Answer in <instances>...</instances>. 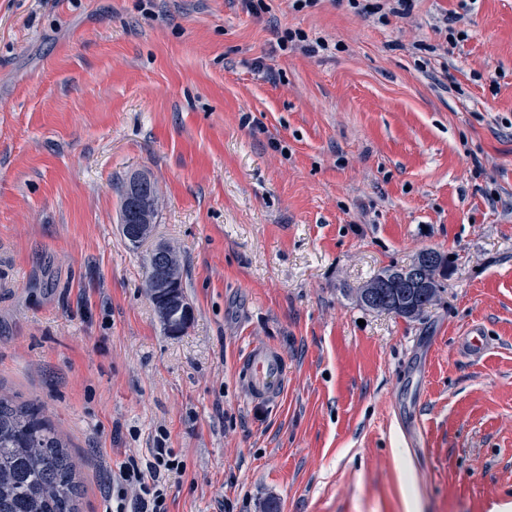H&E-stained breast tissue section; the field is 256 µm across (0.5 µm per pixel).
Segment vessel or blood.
Segmentation results:
<instances>
[{"label": "vessel or blood", "instance_id": "b4317fda", "mask_svg": "<svg viewBox=\"0 0 512 512\" xmlns=\"http://www.w3.org/2000/svg\"><path fill=\"white\" fill-rule=\"evenodd\" d=\"M237 372L242 387L253 402L276 403L285 390V359L273 346L251 344L240 358Z\"/></svg>", "mask_w": 512, "mask_h": 512}]
</instances>
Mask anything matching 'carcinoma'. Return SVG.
<instances>
[{
    "mask_svg": "<svg viewBox=\"0 0 512 512\" xmlns=\"http://www.w3.org/2000/svg\"><path fill=\"white\" fill-rule=\"evenodd\" d=\"M445 273L431 287L384 306L363 307L418 318L434 304ZM80 466L41 404L0 394V512H80Z\"/></svg>",
    "mask_w": 512,
    "mask_h": 512,
    "instance_id": "obj_1",
    "label": "carcinoma"
}]
</instances>
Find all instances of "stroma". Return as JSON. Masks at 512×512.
<instances>
[{
	"mask_svg": "<svg viewBox=\"0 0 512 512\" xmlns=\"http://www.w3.org/2000/svg\"><path fill=\"white\" fill-rule=\"evenodd\" d=\"M265 2L0 0V393L68 440L81 512L159 441L169 512H512V0ZM136 173L181 254L176 335L119 228ZM427 248L422 317L358 303ZM252 343L285 358L277 405L240 387ZM349 7L369 16H377L384 24L389 15L407 17L411 15L415 0H347ZM366 2V3H361Z\"/></svg>",
	"mask_w": 512,
	"mask_h": 512,
	"instance_id": "35a3bbf8",
	"label": "stroma"
}]
</instances>
